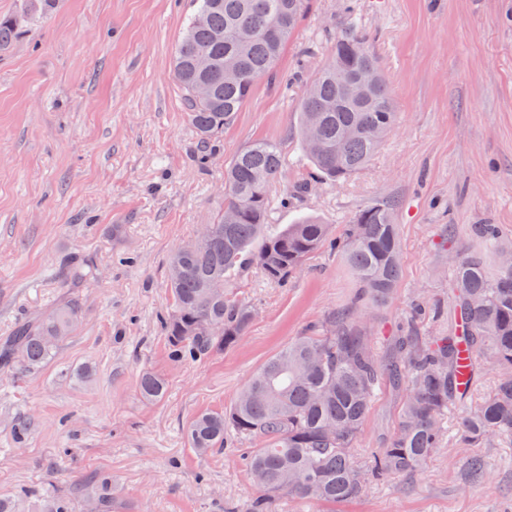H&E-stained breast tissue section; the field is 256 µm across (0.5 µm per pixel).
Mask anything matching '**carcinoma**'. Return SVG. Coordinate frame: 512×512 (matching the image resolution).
<instances>
[{
    "label": "carcinoma",
    "instance_id": "1",
    "mask_svg": "<svg viewBox=\"0 0 512 512\" xmlns=\"http://www.w3.org/2000/svg\"><path fill=\"white\" fill-rule=\"evenodd\" d=\"M56 0H22L0 18V50L24 38L46 18ZM196 10L174 52V80L202 146L229 125L251 96L256 81L273 78L279 58L309 0H194ZM371 74L365 93L352 82ZM299 137L319 176L345 182L371 160L394 130L397 108L380 63L354 20L336 35L327 63L309 82L299 103ZM282 151L258 141L224 170V210L190 249L169 258L173 311L164 331L174 356L197 357L235 346L249 330L254 310L212 288L249 265L281 281L328 245L341 252L359 281L363 299L382 305L397 287L401 243L396 203L385 200L360 210L341 237L313 218L276 227L266 223L270 187L282 178ZM297 179L283 192L284 206L307 189ZM454 327L421 340L413 327L393 338L387 356L354 310L331 315L325 328L301 336L270 358L222 412H202L187 428L192 448L207 454L224 447L230 433L259 436L247 449L251 475H264L249 512H271L286 499L297 512L313 503L341 504L392 476L421 472L446 436L448 411L456 409L460 436L478 448L490 437L512 436V264L488 271L483 253L453 261ZM79 316L71 299L60 309L20 326L0 342V369L36 368L51 360ZM496 369L492 390L478 388L481 362ZM407 387L389 443L358 461L354 452L381 386ZM159 377L145 373L139 390L149 400L165 393ZM97 512H114L116 498L104 477L96 480Z\"/></svg>",
    "mask_w": 512,
    "mask_h": 512
}]
</instances>
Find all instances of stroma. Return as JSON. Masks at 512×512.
I'll return each instance as SVG.
<instances>
[{"mask_svg":"<svg viewBox=\"0 0 512 512\" xmlns=\"http://www.w3.org/2000/svg\"><path fill=\"white\" fill-rule=\"evenodd\" d=\"M193 12L192 0H60L0 53V341L66 298L80 307L53 360L0 371V497L63 496L85 512L92 476L106 475L117 512H247L258 490L244 453L260 439L232 433L201 455L191 418L229 408L270 357L334 312L358 308L381 355L407 323L422 337L447 333L453 256L480 251L493 268L495 245L477 227L512 238V0H311L276 79L256 83L203 167L171 69ZM350 17L398 121L363 170L333 185L304 161L298 106ZM260 140L281 146L289 179L308 181L292 205L271 203L268 223L314 214L339 235L365 206L397 201L400 283L386 305L359 308V284L330 248L279 282L245 267L227 289L255 310L248 333L174 359L168 256L223 210L225 165ZM146 371L164 380L161 400L140 395ZM404 399L378 391L356 457L384 447ZM476 453L477 483L466 468ZM306 512H512V437L476 451L450 435L422 472Z\"/></svg>","mask_w":512,"mask_h":512,"instance_id":"obj_1","label":"stroma"}]
</instances>
